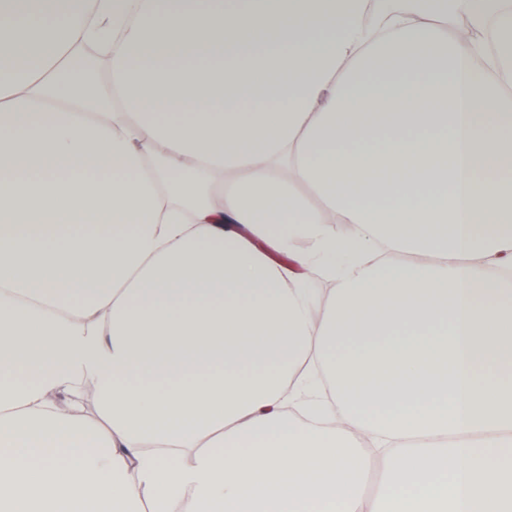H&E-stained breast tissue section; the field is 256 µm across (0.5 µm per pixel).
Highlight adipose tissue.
I'll use <instances>...</instances> for the list:
<instances>
[{"instance_id":"1","label":"adipose tissue","mask_w":512,"mask_h":512,"mask_svg":"<svg viewBox=\"0 0 512 512\" xmlns=\"http://www.w3.org/2000/svg\"><path fill=\"white\" fill-rule=\"evenodd\" d=\"M185 502L512 512V0H0V512Z\"/></svg>"}]
</instances>
